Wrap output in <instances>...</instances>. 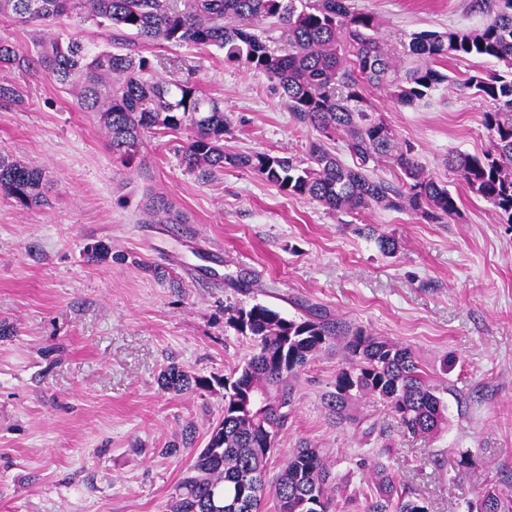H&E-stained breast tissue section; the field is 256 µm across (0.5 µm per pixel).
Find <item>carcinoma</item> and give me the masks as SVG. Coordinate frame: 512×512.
Segmentation results:
<instances>
[{
	"label": "carcinoma",
	"mask_w": 512,
	"mask_h": 512,
	"mask_svg": "<svg viewBox=\"0 0 512 512\" xmlns=\"http://www.w3.org/2000/svg\"><path fill=\"white\" fill-rule=\"evenodd\" d=\"M492 17L475 30L422 31L409 43L415 64L399 69L378 37L375 16L358 12L350 0H0V16L32 27V49L0 39V68L41 72L69 91L75 108L92 114L104 129L112 155L125 164L141 152L152 130L192 136L182 164L203 178L224 165L250 168L290 195L333 211L374 205L409 209L434 224H446L459 207L447 186L425 174L387 125L373 114L366 88L382 89L396 103L413 107L450 81L436 69L450 55L492 61L499 69L468 78L464 88L492 104L485 113L491 147L481 156L448 154V167L468 189L489 203L502 224H512V0H490ZM64 18L90 22L104 46L56 32ZM280 31V46L268 44L261 27ZM215 46L224 62L264 74L293 120L319 133L310 141L308 162L291 156L224 151L223 102L191 81L169 82L154 74L152 60L134 50L155 42ZM24 103L17 85L0 82V103ZM346 136L353 165L324 140ZM384 159L400 170L393 183L374 177ZM0 191L23 205L48 202L47 179L39 167L0 149ZM157 224L186 219L164 197L147 198ZM234 326L250 336L253 351L233 376L224 378V413L171 496L169 512H262L267 486L278 512H337L339 501L361 500V512H429L408 495L373 451L361 459L366 487L348 492L335 463L311 445L288 456L273 480L267 465L288 423L299 371L335 341L344 342V366L325 409L342 420L350 402L379 396L392 406L408 433L433 437L448 427V408L425 378L413 350L341 326L316 306L288 319L261 303L238 311ZM161 387L183 393L208 381L172 363L159 375ZM476 512H512V496L489 484Z\"/></svg>",
	"instance_id": "1"
}]
</instances>
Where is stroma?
I'll use <instances>...</instances> for the list:
<instances>
[{
    "label": "stroma",
    "instance_id": "stroma-1",
    "mask_svg": "<svg viewBox=\"0 0 512 512\" xmlns=\"http://www.w3.org/2000/svg\"><path fill=\"white\" fill-rule=\"evenodd\" d=\"M375 15L379 36L410 67L414 33L483 27L477 0H352ZM157 77L192 79L221 99L229 153L306 157L313 137L295 124L260 73L229 65L213 47L142 46ZM492 62L453 56L455 80L417 106L370 88L366 97L427 174L457 195L459 215L431 224L383 206L332 211L289 195L255 171L225 166L204 180L181 162L190 130L147 134L131 164L113 157L93 117L41 73L16 76L22 107H0V148L44 169L50 204L26 207L0 193V512H165L190 454L165 457L187 425L197 445L224 410L222 382L251 355L229 322L262 303L288 318L318 306L332 318L412 347L448 405L433 439L402 434L388 401H352L336 422L323 397L343 366L333 347L296 384L271 471L301 444L323 448L339 477L360 486L355 463L385 429L387 464L430 512H467L487 481L512 495V225L449 169V153L490 147L488 104L461 87ZM189 217L153 224L148 194ZM392 235L382 254L364 225ZM112 248L93 262L97 242ZM255 274L244 294L232 280ZM176 363L210 388L175 394L158 376ZM468 468H461V456Z\"/></svg>",
    "mask_w": 512,
    "mask_h": 512
}]
</instances>
